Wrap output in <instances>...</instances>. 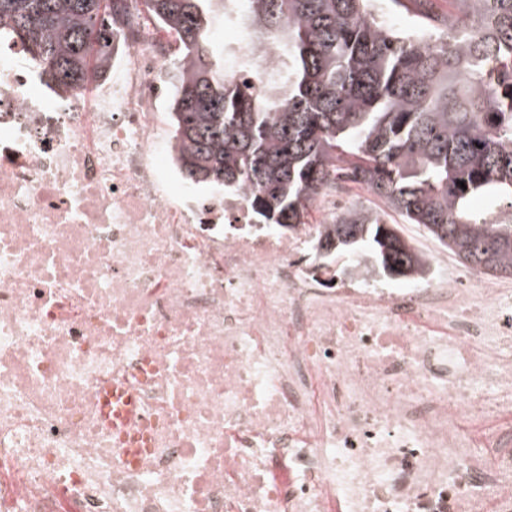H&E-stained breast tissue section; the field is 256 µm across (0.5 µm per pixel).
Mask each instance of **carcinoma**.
Instances as JSON below:
<instances>
[{"label": "carcinoma", "instance_id": "cac0c4a2", "mask_svg": "<svg viewBox=\"0 0 512 512\" xmlns=\"http://www.w3.org/2000/svg\"><path fill=\"white\" fill-rule=\"evenodd\" d=\"M144 2L177 42L171 136L187 181L245 190L256 222L280 229L353 183L462 264L512 276V216L473 205L512 209V0H451L448 16L411 0L415 33L385 28L375 0ZM127 21L128 0H0V46L21 45L47 82L77 92ZM224 25L278 53L261 86L236 76L251 61L213 38ZM320 248L395 279L426 271L399 225L363 207L337 215Z\"/></svg>", "mask_w": 512, "mask_h": 512}]
</instances>
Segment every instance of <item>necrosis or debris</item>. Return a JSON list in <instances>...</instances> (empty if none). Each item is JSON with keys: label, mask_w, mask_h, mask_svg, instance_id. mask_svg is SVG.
<instances>
[{"label": "necrosis or debris", "mask_w": 512, "mask_h": 512, "mask_svg": "<svg viewBox=\"0 0 512 512\" xmlns=\"http://www.w3.org/2000/svg\"><path fill=\"white\" fill-rule=\"evenodd\" d=\"M129 11L76 94L0 48V512H512V291L331 271L346 190L284 232L184 181L173 41Z\"/></svg>", "instance_id": "obj_1"}]
</instances>
